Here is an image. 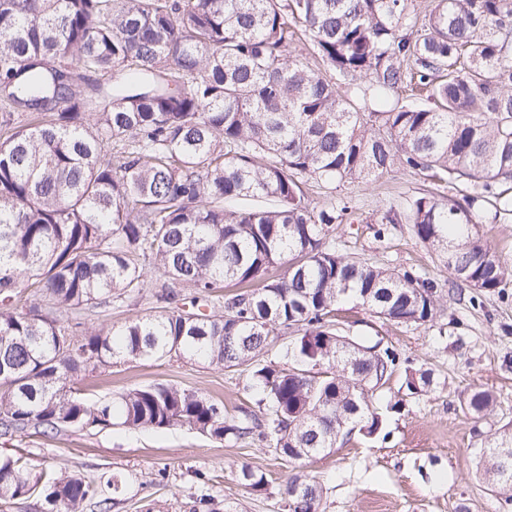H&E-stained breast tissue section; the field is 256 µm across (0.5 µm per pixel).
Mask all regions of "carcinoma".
I'll return each mask as SVG.
<instances>
[{
  "label": "carcinoma",
  "mask_w": 512,
  "mask_h": 512,
  "mask_svg": "<svg viewBox=\"0 0 512 512\" xmlns=\"http://www.w3.org/2000/svg\"><path fill=\"white\" fill-rule=\"evenodd\" d=\"M301 35L325 69L291 54ZM410 83L423 102L393 99ZM396 169L479 193L424 194L379 223L413 225L459 288L506 286L512 267L470 208L512 183V0H0V438L187 426L296 464L380 433L373 396L398 354L338 334L336 311L357 300L421 326L443 315V294L339 253L349 202L317 209L304 185L332 193ZM230 198L270 205L227 209ZM150 271L158 314L77 337L82 312L138 302ZM230 283L240 291L221 298ZM33 292L46 308L28 304ZM173 358L245 368L261 414L166 383L74 395L101 368ZM404 384L420 395L431 373L408 369ZM495 406L478 387L461 400L473 418ZM481 470L512 505L511 425L484 442ZM240 477L268 491L262 472ZM106 485L110 496L75 473L34 477L0 454L1 501L114 512L125 478ZM285 494L288 512H321L308 474ZM186 507L233 512L210 493Z\"/></svg>",
  "instance_id": "obj_1"
}]
</instances>
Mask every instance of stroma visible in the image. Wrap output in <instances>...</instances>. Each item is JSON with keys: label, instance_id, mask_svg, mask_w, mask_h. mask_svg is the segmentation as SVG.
<instances>
[{"label": "stroma", "instance_id": "obj_1", "mask_svg": "<svg viewBox=\"0 0 512 512\" xmlns=\"http://www.w3.org/2000/svg\"><path fill=\"white\" fill-rule=\"evenodd\" d=\"M469 185L442 184L421 173L389 172L362 183L344 184L328 195L317 184L307 186L312 206L322 208L348 200L352 211L334 235L339 252L369 262L415 271L439 284L453 276L416 237L408 224L379 228L382 212L403 209L414 197L439 194L456 199L470 194ZM493 247L512 265V212L490 200L471 211ZM345 336L364 346L394 349L410 366L431 370L426 393L408 394L405 369L397 368L378 390V406L398 403L389 411L383 434L353 435L329 454L302 463V470L324 487L323 512H503L500 499L477 469L487 437L512 422V281L499 292L466 289L448 296L447 311L422 326L397 325L358 303L339 320ZM168 383L222 401L229 413L255 409L246 389L247 375L186 360L132 361L100 369L79 386V394L96 401L135 386ZM491 390L495 411L474 419L465 416L461 399L473 387ZM0 453L21 457L32 474L45 470L76 471L99 482L112 473L127 478L120 512H147L159 504L183 512L206 475L211 494L239 512H287L284 494L295 468L275 458L256 441L220 442L187 427L167 430L115 426L87 430L70 427L47 435L28 432L0 439ZM265 473L269 490L252 493L239 478L240 465ZM163 482H153L158 469Z\"/></svg>", "mask_w": 512, "mask_h": 512}]
</instances>
